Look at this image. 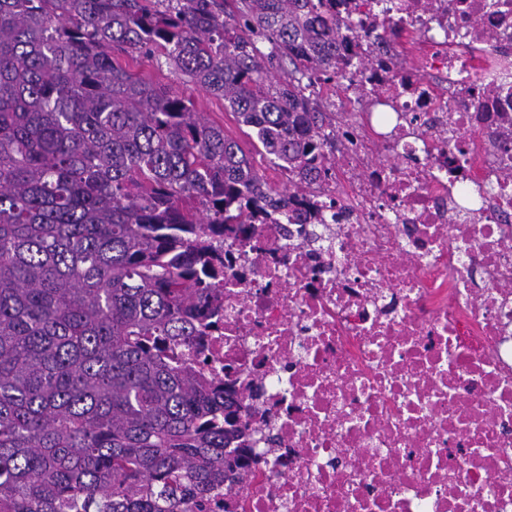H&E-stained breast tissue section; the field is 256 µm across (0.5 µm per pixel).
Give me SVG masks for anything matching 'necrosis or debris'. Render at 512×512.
<instances>
[{
  "label": "necrosis or debris",
  "mask_w": 512,
  "mask_h": 512,
  "mask_svg": "<svg viewBox=\"0 0 512 512\" xmlns=\"http://www.w3.org/2000/svg\"><path fill=\"white\" fill-rule=\"evenodd\" d=\"M328 11L349 119L289 221L224 238L201 369L253 462L201 512H512V0Z\"/></svg>",
  "instance_id": "1"
}]
</instances>
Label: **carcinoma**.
<instances>
[{"instance_id": "1", "label": "carcinoma", "mask_w": 512, "mask_h": 512, "mask_svg": "<svg viewBox=\"0 0 512 512\" xmlns=\"http://www.w3.org/2000/svg\"><path fill=\"white\" fill-rule=\"evenodd\" d=\"M325 0H0V512H165L249 466L235 391L180 353L216 242L280 193L224 128L118 61L162 57L288 174L329 170Z\"/></svg>"}]
</instances>
